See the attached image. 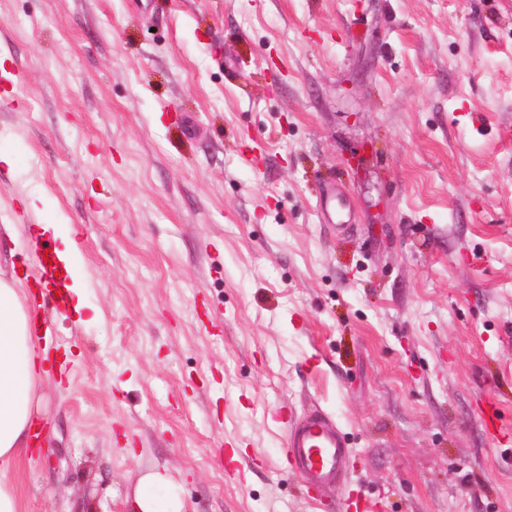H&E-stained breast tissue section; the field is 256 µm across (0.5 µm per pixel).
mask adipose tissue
Returning a JSON list of instances; mask_svg holds the SVG:
<instances>
[{"mask_svg": "<svg viewBox=\"0 0 512 512\" xmlns=\"http://www.w3.org/2000/svg\"><path fill=\"white\" fill-rule=\"evenodd\" d=\"M41 231L60 243L56 256L68 278L69 308L78 316H86V279L72 226L45 224ZM32 323L33 314L16 280L0 275V512H19L9 474L25 452L34 422L41 416L44 372L38 365L41 352ZM133 501L137 512H181L167 480L157 472L139 479Z\"/></svg>", "mask_w": 512, "mask_h": 512, "instance_id": "adipose-tissue-1", "label": "adipose tissue"}]
</instances>
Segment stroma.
Here are the masks:
<instances>
[{
	"mask_svg": "<svg viewBox=\"0 0 512 512\" xmlns=\"http://www.w3.org/2000/svg\"><path fill=\"white\" fill-rule=\"evenodd\" d=\"M13 67L0 270L66 220L98 313L37 311L74 371L21 512H133L153 471L183 512H343L279 470V408L330 414L384 512H512L480 415L512 429V0H0ZM231 440L268 459L242 486ZM317 206L322 223L336 224L343 228L353 224L352 204L341 182L336 181V178L324 180Z\"/></svg>",
	"mask_w": 512,
	"mask_h": 512,
	"instance_id": "obj_1",
	"label": "stroma"
}]
</instances>
